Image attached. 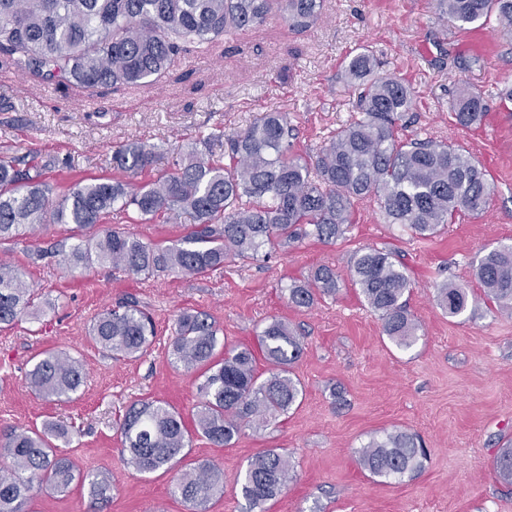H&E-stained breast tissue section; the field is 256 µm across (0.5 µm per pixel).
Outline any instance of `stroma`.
Instances as JSON below:
<instances>
[{"instance_id": "1", "label": "stroma", "mask_w": 512, "mask_h": 512, "mask_svg": "<svg viewBox=\"0 0 512 512\" xmlns=\"http://www.w3.org/2000/svg\"><path fill=\"white\" fill-rule=\"evenodd\" d=\"M373 51L381 73L414 90L398 130L472 153L495 192L484 212L462 215L437 235L419 238L385 223L374 199L360 201L344 236L306 239L270 261H228L198 277L132 278L98 264L66 271L32 263L34 247L69 235L49 224L36 235L0 244V258L21 267L52 310L0 331V429L31 428L55 420L68 437L56 439L77 469L112 474V496L102 512H192L170 494L180 468L210 461L223 471L224 489L206 512H244L240 480L249 462L269 448L286 453L293 479L268 503V512H512V485L493 471L500 448L512 442V310L481 302L475 277L481 250L512 243V37L497 16L463 29L440 15L435 0H325L320 20L294 34L279 16L207 49H195L147 86H57L24 69L0 66V151L58 159L48 180L65 191L77 178L111 174L112 147L128 141L156 145L154 171L172 167L175 146L187 147L217 128H245L262 113H287L299 153L318 151L348 123L358 92L346 86L342 62L360 47ZM486 105L481 126L456 125L449 104L462 88ZM112 227L150 241L186 235L192 220L140 222L112 212ZM374 246L399 255L413 281L409 309L421 324L407 351L384 339L382 321L351 282L348 261ZM320 265L341 278L336 297L311 308L288 301L287 285ZM465 288L473 301L459 317L443 313L436 290ZM133 296L153 316L149 355L115 360L88 334L93 317ZM207 312L227 346H255L273 318L305 338L294 373L304 395L299 406L262 428L246 427L230 446L193 437L177 468L137 474L121 461L116 424L134 400H163L191 419L199 401L196 373L173 365L170 344L182 309ZM43 350L79 358L86 371L72 399L49 402L27 387L24 375ZM402 429L428 450L423 469L403 481L379 482L358 464L357 450L374 435ZM27 512H91L88 489L73 482L66 496L39 493Z\"/></svg>"}]
</instances>
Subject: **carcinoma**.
<instances>
[{
    "mask_svg": "<svg viewBox=\"0 0 512 512\" xmlns=\"http://www.w3.org/2000/svg\"><path fill=\"white\" fill-rule=\"evenodd\" d=\"M440 12L458 26H471L496 14L512 33V0H436ZM324 0H0V54H22L17 64L47 82L83 87L149 85L159 81L186 45L207 48L237 31L264 24L279 14L295 32L322 15ZM344 79L360 89L358 116L328 136L319 151L300 155L285 112L270 111L232 134L219 129L187 150L176 151L173 169L146 182L135 178L154 162L157 147L131 142L112 150L117 176L80 179L60 194L46 178L49 165L23 157L0 156V242L32 234L46 224H73L95 230L84 242L64 237L29 259L51 258L65 269L94 262L132 277L205 274L228 260H270L277 250L306 238L328 242L354 223L355 203L375 197L386 223L428 237L455 215L483 212L494 192L487 173L467 151L425 138L400 141L395 127L409 111V85L379 72L366 47L346 58ZM457 125L469 128L485 115L483 97L467 92L450 103ZM224 142L229 162L210 146ZM133 209L145 222L188 213L194 224L183 237L155 243L104 224L116 210ZM352 283L382 321L383 335L400 349L418 339L419 322L407 302L411 281L386 249L356 251L349 264ZM476 277L487 300L512 308V244L480 257ZM339 291L335 269L321 265L285 292L288 302L311 307ZM440 308L451 317L468 308L465 289L448 283L437 289ZM31 285L15 265L0 262V328L37 317ZM221 329L204 311L185 310L176 319L171 341L173 363L200 374V401L193 428L170 404L132 402L119 423L124 463L141 474L171 466L190 440V432L223 448L243 427L266 426L301 403L303 387L292 376L303 337L283 320H269L258 346L226 348ZM89 335L115 360L139 358L155 339L152 316L134 297L99 312ZM268 365L267 376L257 361ZM80 359L47 350L25 373L39 397L68 398L84 385ZM67 434L56 422L42 429L11 427L0 432V453L13 471L0 475V512H25L38 492L66 493L74 481L88 486L92 501H106L111 476L82 473L56 454L52 440ZM427 458L419 436L385 432L358 450L361 468L372 477L402 478L421 470ZM496 475L512 484V446L493 460ZM288 457L270 448L253 458L240 493L247 512H266L292 479ZM223 487L222 470L200 463L176 477L172 497L206 509Z\"/></svg>",
    "mask_w": 512,
    "mask_h": 512,
    "instance_id": "cac0c4a2",
    "label": "carcinoma"
}]
</instances>
